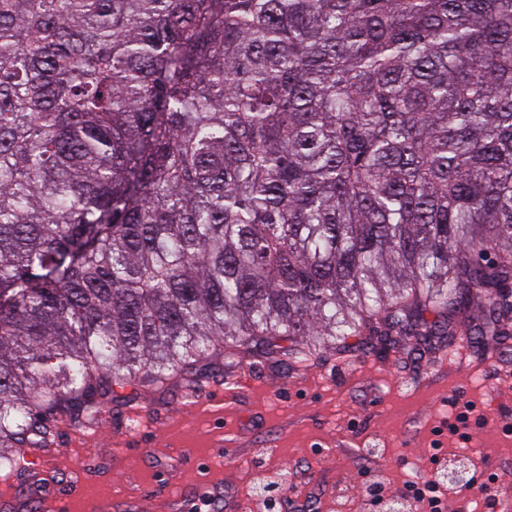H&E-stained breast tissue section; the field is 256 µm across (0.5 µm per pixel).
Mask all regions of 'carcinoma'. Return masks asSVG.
I'll return each mask as SVG.
<instances>
[{
    "label": "carcinoma",
    "instance_id": "cac0c4a2",
    "mask_svg": "<svg viewBox=\"0 0 512 512\" xmlns=\"http://www.w3.org/2000/svg\"><path fill=\"white\" fill-rule=\"evenodd\" d=\"M511 320L512 0H0L1 470L220 350Z\"/></svg>",
    "mask_w": 512,
    "mask_h": 512
}]
</instances>
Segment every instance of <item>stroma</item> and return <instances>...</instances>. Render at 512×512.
Masks as SVG:
<instances>
[{"label": "stroma", "mask_w": 512, "mask_h": 512, "mask_svg": "<svg viewBox=\"0 0 512 512\" xmlns=\"http://www.w3.org/2000/svg\"><path fill=\"white\" fill-rule=\"evenodd\" d=\"M442 356L328 350L298 369L222 358L221 377L189 391L134 381L105 400L89 446L58 435L52 475L14 476L10 512L103 484L112 487L111 512H177L179 485L203 493L217 477L224 481L219 512H263L261 471L274 481L280 512H384L368 489L379 483L386 497H397L416 478L439 483L446 512H489L472 481L495 473L512 483V434L501 430L512 421V346L468 353L451 367ZM224 394L220 422L188 407V396ZM457 400L474 402L484 418L470 424L466 443L444 434ZM221 435L230 440L224 450ZM436 451L465 468L466 481L448 483L429 462Z\"/></svg>", "instance_id": "35a3bbf8"}]
</instances>
